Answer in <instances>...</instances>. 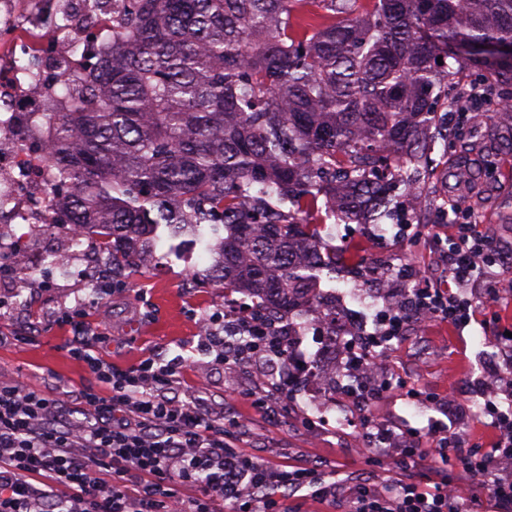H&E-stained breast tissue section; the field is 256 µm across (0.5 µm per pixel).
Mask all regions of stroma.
Instances as JSON below:
<instances>
[{"label":"stroma","instance_id":"1","mask_svg":"<svg viewBox=\"0 0 512 512\" xmlns=\"http://www.w3.org/2000/svg\"><path fill=\"white\" fill-rule=\"evenodd\" d=\"M453 71L452 82L464 111L449 124L447 144H436L433 157L438 161L458 157L464 145L486 140L495 128L491 104L471 106L468 94L479 79L474 68L457 62ZM415 186L427 199L416 217L418 232L404 229L406 215L401 210L382 224L329 219L318 226L325 248L358 247L367 268L383 254L406 261L414 269V279L397 276L392 281L394 302L403 304L413 281L429 276L434 287H447L448 239L454 229L442 204L458 202L472 209L477 231L491 238L503 257L492 274L512 277V146L503 144L495 150L475 187L458 184L443 167ZM208 264L200 251L187 250L178 258L161 246L154 256L118 276L112 273L111 261H104V273L113 276V291L91 309L87 303L97 278L71 281L48 272L29 278L9 262L0 263V377L21 380L78 406L82 393L97 388L98 382L83 364L70 358L71 337L57 321L63 312L85 307L90 321L107 326L106 336L94 343L99 356L120 368L147 358L180 363L175 395L182 400L200 398L212 415L227 419V438L258 462L273 465L301 458L325 464L340 496L364 482L383 487L394 481L400 474L395 463L371 466L357 456L355 447L362 436L358 428L331 422L318 431L308 430L305 418L321 416L322 411L302 387L291 399L281 398L277 386L287 379V371L267 378L262 374L265 359L227 365L208 350L200 319L224 313L223 287L202 276ZM347 269V264L337 263L335 277L322 279L320 285L335 292L343 315L365 319L367 330H374L376 315L385 304L363 301L353 293L345 279ZM189 279L194 282L190 288L185 285ZM497 312L499 322L476 320L461 331L441 320L423 329L407 326L381 361L380 377L391 380L392 389L366 402L340 391L336 409L421 431L440 419L451 427L462 425L470 438L484 436L489 431L484 412L462 416L449 412L448 399H475L485 356L502 331L512 330V302L502 301Z\"/></svg>","mask_w":512,"mask_h":512}]
</instances>
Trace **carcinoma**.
I'll return each instance as SVG.
<instances>
[{
    "label": "carcinoma",
    "instance_id": "carcinoma-1",
    "mask_svg": "<svg viewBox=\"0 0 512 512\" xmlns=\"http://www.w3.org/2000/svg\"><path fill=\"white\" fill-rule=\"evenodd\" d=\"M510 44L512 0H112V57L77 107L45 113L49 223L116 269L163 226L204 248L224 296L302 320L321 299L307 210L389 218L388 177L434 165L457 107L447 60L511 86L512 53L487 54Z\"/></svg>",
    "mask_w": 512,
    "mask_h": 512
}]
</instances>
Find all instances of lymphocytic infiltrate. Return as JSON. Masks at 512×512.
Masks as SVG:
<instances>
[{
	"label": "lymphocytic infiltrate",
	"instance_id": "1",
	"mask_svg": "<svg viewBox=\"0 0 512 512\" xmlns=\"http://www.w3.org/2000/svg\"><path fill=\"white\" fill-rule=\"evenodd\" d=\"M458 235L450 244L452 290L423 284L412 291L409 308L384 312L376 329L349 341L352 368L372 365L377 348L399 338L412 318L440 319L466 328L501 298L499 277L482 281L471 295L476 273L489 265L491 241L476 233L471 210L454 208ZM60 322L73 335L72 358L96 377L79 409L59 396L28 388L20 380L0 381V512H281L285 492L335 499L336 485L307 462L267 465L241 454L225 430L193 403L169 397L181 368L145 359L128 369L93 355L90 337L98 327L84 309L65 312ZM235 353L218 351L224 362L258 354L287 358L289 348L260 318L239 319ZM485 412L494 431L488 442L464 447L448 427L435 423L422 447L414 429L379 424L373 435L407 478L383 490L367 484L340 500L346 512H512V392L488 397ZM421 479H411V472ZM480 484L462 502L456 474ZM194 486L183 498L178 485Z\"/></svg>",
	"mask_w": 512,
	"mask_h": 512
}]
</instances>
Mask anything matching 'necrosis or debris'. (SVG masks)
Segmentation results:
<instances>
[{"mask_svg": "<svg viewBox=\"0 0 512 512\" xmlns=\"http://www.w3.org/2000/svg\"><path fill=\"white\" fill-rule=\"evenodd\" d=\"M111 31L108 0L92 13L85 0H0V255L24 273L35 264L22 250L17 229L47 221L48 172L28 151L31 135L43 113L63 102L64 87L84 85L89 61L110 54ZM66 238L65 248L45 253L40 263L70 279L90 278L99 266L90 240L73 232ZM358 333L357 320L340 316L321 350L308 349L303 329L287 338L294 363L308 369L309 394L322 409L332 407L327 387L346 385L345 345Z\"/></svg>", "mask_w": 512, "mask_h": 512, "instance_id": "obj_1", "label": "necrosis or debris"}]
</instances>
